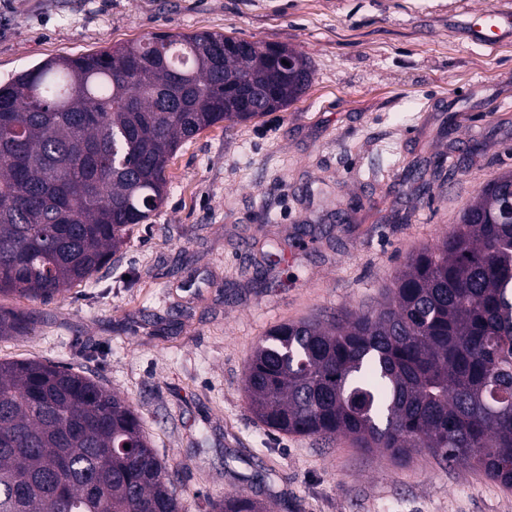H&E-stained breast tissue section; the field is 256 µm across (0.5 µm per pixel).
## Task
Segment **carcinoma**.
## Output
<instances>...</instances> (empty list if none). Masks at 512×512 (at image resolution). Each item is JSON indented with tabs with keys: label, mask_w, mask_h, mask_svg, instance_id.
<instances>
[{
	"label": "carcinoma",
	"mask_w": 512,
	"mask_h": 512,
	"mask_svg": "<svg viewBox=\"0 0 512 512\" xmlns=\"http://www.w3.org/2000/svg\"><path fill=\"white\" fill-rule=\"evenodd\" d=\"M203 31L49 59L0 85V295L89 280L165 201L179 145L277 112L311 69ZM512 172L408 257L378 309L285 322L250 356V410L285 435L398 461L424 449L512 488ZM38 321L0 308V337ZM176 472L127 401L69 366L0 360V512H182ZM211 512H268L244 495Z\"/></svg>",
	"instance_id": "obj_1"
}]
</instances>
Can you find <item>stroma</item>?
<instances>
[{
	"label": "stroma",
	"instance_id": "1",
	"mask_svg": "<svg viewBox=\"0 0 512 512\" xmlns=\"http://www.w3.org/2000/svg\"><path fill=\"white\" fill-rule=\"evenodd\" d=\"M512 0H0V83L156 34L213 31L301 52L287 108L185 141L167 196L109 265L48 303L0 359L62 362L139 413L183 512L246 493L277 512H512V488L427 451L276 433L247 360L273 326L379 306L405 260L512 171Z\"/></svg>",
	"mask_w": 512,
	"mask_h": 512
}]
</instances>
